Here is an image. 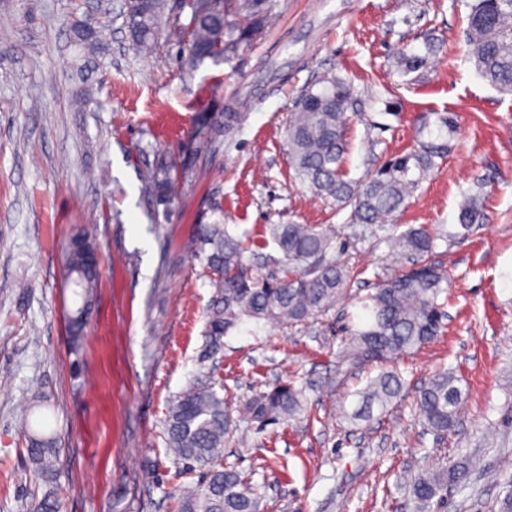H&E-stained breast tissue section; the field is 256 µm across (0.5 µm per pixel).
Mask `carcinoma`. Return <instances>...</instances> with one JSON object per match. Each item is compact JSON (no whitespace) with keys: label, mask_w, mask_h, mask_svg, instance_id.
<instances>
[{"label":"carcinoma","mask_w":512,"mask_h":512,"mask_svg":"<svg viewBox=\"0 0 512 512\" xmlns=\"http://www.w3.org/2000/svg\"><path fill=\"white\" fill-rule=\"evenodd\" d=\"M190 21L181 24L166 17V0H124L120 18L132 46L141 53L154 52L159 39L174 37L186 52L192 71L207 60L219 62L247 51L261 34L266 18L277 7L276 0H193L186 4ZM103 27L96 21L74 25L75 42L94 53L101 48ZM468 58L478 75L490 85L512 93V0H475L466 27ZM440 46L424 43L423 51H398V69L409 74L427 66ZM359 99L351 84L337 74H328L302 91L286 130L288 156L294 176L313 194L350 209L349 224H386L420 184L448 156L450 141L457 133L453 113L426 118L418 128L416 145L374 169L362 181L347 178L346 129L349 113ZM239 112H217L203 116L207 128L195 153L211 150L224 131L239 123ZM436 126L431 130L430 126ZM192 165L177 171L168 157L158 152L145 165V190L159 205L174 198L179 177H187ZM484 198L465 195L457 214L460 230L438 228L432 232L410 226L391 234V251L407 256L415 266L381 281L364 303L366 318L351 329L337 351V364L351 370L367 362H390L436 339L445 316L442 295L448 294L446 271L424 262L436 240H454L468 234L486 220ZM271 241L282 254L281 274L261 275L244 264L247 234L237 232L221 218H200L188 245L191 258L207 270L214 288L206 309L205 344L201 360H209L224 348V337L247 320L255 323L298 325L325 312L350 287L345 267L330 255L336 239L331 224H270ZM88 235L78 230L65 243L66 270L79 305L67 312V333L77 344L87 325L90 303L97 288L99 266ZM208 374H200L171 400L163 421L166 451L173 464L186 472H199L200 480L184 491L179 512H259L254 486L238 471L224 466V438L232 419L224 396ZM408 392L407 384L394 369H384L353 393L357 403L350 414L356 421L373 419V410L384 415ZM419 421L427 431L446 435L459 422V409L466 399L451 371H440L414 390ZM305 389L292 382L258 391L246 405L250 422L258 432L270 424L295 420L307 410ZM26 456L33 469L50 481L57 475L59 451L54 432L43 417L27 416L22 422ZM472 465L466 459L406 475L411 512H434L447 503L450 487L465 485ZM502 490L491 512H512V475L503 478Z\"/></svg>","instance_id":"carcinoma-1"}]
</instances>
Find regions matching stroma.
I'll return each instance as SVG.
<instances>
[{
    "instance_id": "35a3bbf8",
    "label": "stroma",
    "mask_w": 512,
    "mask_h": 512,
    "mask_svg": "<svg viewBox=\"0 0 512 512\" xmlns=\"http://www.w3.org/2000/svg\"><path fill=\"white\" fill-rule=\"evenodd\" d=\"M473 2L278 0L252 50L186 78L177 45L149 55L129 46L121 0H0V512H31L47 497L62 512H176L181 487L197 482L167 458L161 425L201 370L212 289L185 245L212 195L225 223L254 238L269 224L335 225L334 256L354 280L302 325L248 322L224 339L215 377L235 421L224 462L256 487L260 512H404L400 473L429 468L435 454L472 462L446 512H490L501 490L493 475L512 474V95L467 59ZM106 12V52L77 66L70 19ZM433 38L444 52L400 74L395 52ZM325 73L359 98L345 164L354 180L409 149L421 116H457L448 156L384 227L348 223L289 168L286 122ZM236 111L243 122L193 154L202 115ZM158 151L199 174L166 207L141 180ZM465 192L483 193L485 223L428 256L452 280L443 334L396 364L412 389L453 371L467 394L461 420L445 437L424 432L407 399L379 420H351L354 390L377 369L337 373L336 353L375 284L411 265L383 238L454 228ZM79 229L101 262L74 346L61 244ZM289 380L314 384L310 420L255 432L246 402ZM39 403L58 438L50 482L25 459L21 421Z\"/></svg>"
}]
</instances>
